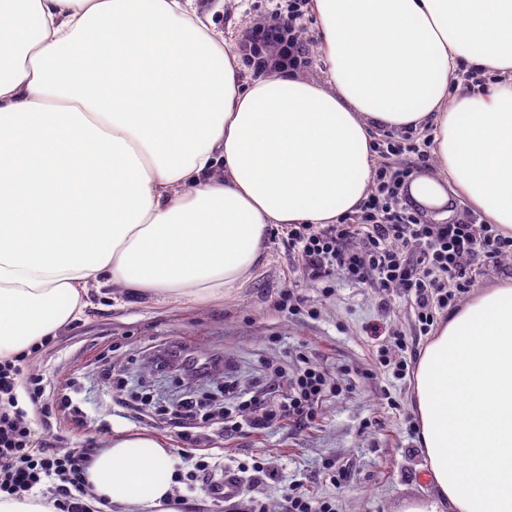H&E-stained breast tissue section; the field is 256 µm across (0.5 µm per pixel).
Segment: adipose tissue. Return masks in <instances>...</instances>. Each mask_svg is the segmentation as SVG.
<instances>
[{
    "label": "adipose tissue",
    "mask_w": 512,
    "mask_h": 512,
    "mask_svg": "<svg viewBox=\"0 0 512 512\" xmlns=\"http://www.w3.org/2000/svg\"><path fill=\"white\" fill-rule=\"evenodd\" d=\"M325 81L242 76L199 0H0V359L94 288L196 305L240 287L271 226L335 224L372 132L429 130L418 201L512 237V0H310ZM484 90L452 88L461 64ZM423 479L402 512H512V278L444 319L415 378ZM176 459L118 433L87 470L113 512H177Z\"/></svg>",
    "instance_id": "obj_1"
}]
</instances>
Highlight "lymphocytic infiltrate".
I'll return each mask as SVG.
<instances>
[{
  "instance_id": "lymphocytic-infiltrate-1",
  "label": "lymphocytic infiltrate",
  "mask_w": 512,
  "mask_h": 512,
  "mask_svg": "<svg viewBox=\"0 0 512 512\" xmlns=\"http://www.w3.org/2000/svg\"><path fill=\"white\" fill-rule=\"evenodd\" d=\"M266 21L248 28L240 49L257 72L275 61L291 69L305 67L309 53L301 38L300 21L307 0H270ZM411 166H378L373 186L359 212L335 224L287 225L288 245L305 265L323 296L331 281L343 275L383 291L401 290L416 309L421 335L432 331L437 312L452 307L470 286L475 260L487 262L512 254V237L496 225L464 216L453 224H424L400 203ZM27 353L0 360V494L32 499L53 512H92L87 503L86 469L90 448L63 452L32 427L21 397L49 411L53 400L41 380L26 373ZM340 378L306 364L294 377L286 398L265 394L237 395L225 409L222 430L242 431L285 414L296 420L314 417L329 395L342 392Z\"/></svg>"
}]
</instances>
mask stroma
<instances>
[{
    "label": "stroma",
    "instance_id": "stroma-1",
    "mask_svg": "<svg viewBox=\"0 0 512 512\" xmlns=\"http://www.w3.org/2000/svg\"><path fill=\"white\" fill-rule=\"evenodd\" d=\"M264 0H224L214 15L229 44L263 20ZM292 290L304 308L279 311L281 293ZM88 314L58 330L53 343L31 354L35 376L79 408L74 422L44 417L21 398L34 429L57 448L103 447L117 430H147L165 439L177 466L215 455L224 462H261V483L242 487L229 501H214L205 486L179 482L187 512H280L289 486L298 484L336 512H401L406 500L428 493L421 477L424 457L407 434L414 417V381L394 377L376 359L377 339L397 332L426 344L415 309L401 294H380L368 285L337 277L331 296H322L301 262L288 249L286 232H269L266 254L253 277L223 300L194 306L177 300L92 293ZM161 344L191 348L201 357L220 354L217 379L198 381L185 391L151 363ZM332 375H344L346 390L328 397L307 422L285 418L242 433H223L208 423L228 396L220 383L241 392L273 389L283 394L302 358ZM192 395L196 417H185L160 391Z\"/></svg>",
    "mask_w": 512,
    "mask_h": 512
}]
</instances>
